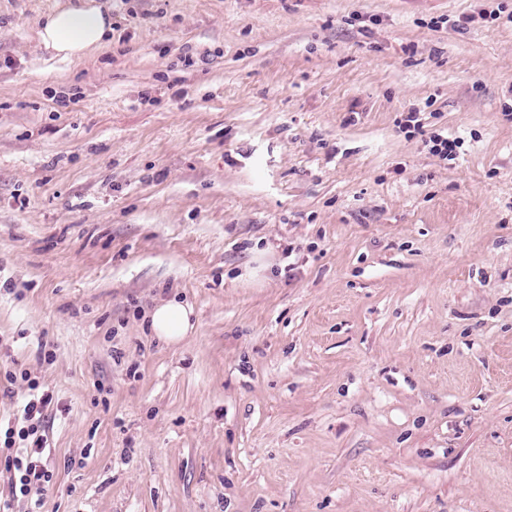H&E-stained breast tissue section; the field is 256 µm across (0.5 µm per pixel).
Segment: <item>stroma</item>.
Returning <instances> with one entry per match:
<instances>
[{"label":"stroma","mask_w":512,"mask_h":512,"mask_svg":"<svg viewBox=\"0 0 512 512\" xmlns=\"http://www.w3.org/2000/svg\"><path fill=\"white\" fill-rule=\"evenodd\" d=\"M56 2L0 0L16 512H512V0H104L76 62ZM96 1L58 3L38 28L40 44L67 60H80L103 46L112 32V17ZM193 307L176 298L160 301L150 312V330L153 336L169 345L179 344L193 328ZM39 388L36 382L29 385L30 392L18 410L20 415L17 423L8 426L4 433L0 466L9 474V490L5 495L0 494L1 512H14L19 496L26 499L35 496V505H39L41 496L53 485L54 474L47 463L50 446L46 435L38 432L53 405L54 393ZM19 424L21 426L18 428ZM16 439L23 445L16 448Z\"/></svg>","instance_id":"35a3bbf8"}]
</instances>
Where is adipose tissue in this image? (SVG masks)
Wrapping results in <instances>:
<instances>
[{
    "mask_svg": "<svg viewBox=\"0 0 512 512\" xmlns=\"http://www.w3.org/2000/svg\"><path fill=\"white\" fill-rule=\"evenodd\" d=\"M112 31V18L99 0H61L39 26L40 44L56 56L79 60L97 50ZM193 307L177 299L160 301L150 312L153 336L170 345L181 343L193 328Z\"/></svg>",
    "mask_w": 512,
    "mask_h": 512,
    "instance_id": "ef3b65f1",
    "label": "adipose tissue"
}]
</instances>
